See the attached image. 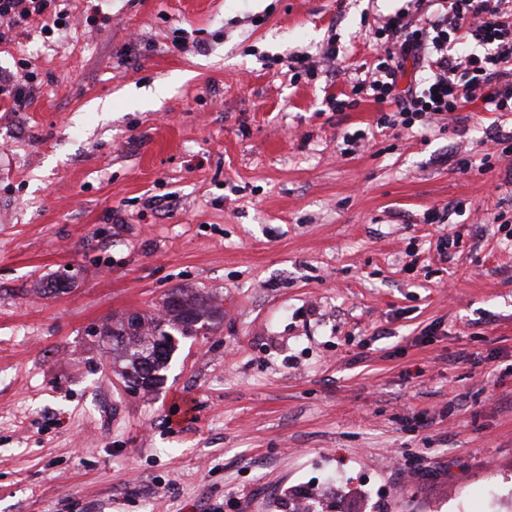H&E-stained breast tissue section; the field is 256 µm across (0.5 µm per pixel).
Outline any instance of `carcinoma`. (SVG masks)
<instances>
[{"label":"carcinoma","instance_id":"obj_1","mask_svg":"<svg viewBox=\"0 0 512 512\" xmlns=\"http://www.w3.org/2000/svg\"><path fill=\"white\" fill-rule=\"evenodd\" d=\"M168 315L166 323L153 317L137 313L135 331H126L124 322L113 324V328L100 333L104 341L123 340V375L126 381L149 388L164 380L163 372L176 350L172 337L192 336L202 329L212 327V318L218 308L212 298L191 288H179L168 294L163 302Z\"/></svg>","mask_w":512,"mask_h":512}]
</instances>
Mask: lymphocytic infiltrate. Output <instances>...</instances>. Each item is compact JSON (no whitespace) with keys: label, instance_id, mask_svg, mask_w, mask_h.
I'll list each match as a JSON object with an SVG mask.
<instances>
[{"label":"lymphocytic infiltrate","instance_id":"1","mask_svg":"<svg viewBox=\"0 0 512 512\" xmlns=\"http://www.w3.org/2000/svg\"><path fill=\"white\" fill-rule=\"evenodd\" d=\"M57 0H0V43L12 41L24 25L49 16L67 29L69 14ZM426 16L398 10L375 35L384 46L372 70L357 80L352 95L393 105L378 126L405 128L440 119L456 122L473 99L486 111L512 112V0H430ZM424 68L418 83L404 84L407 65ZM34 72L0 73V110L16 111L32 96Z\"/></svg>","mask_w":512,"mask_h":512}]
</instances>
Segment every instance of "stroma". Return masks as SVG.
<instances>
[{
  "label": "stroma",
  "mask_w": 512,
  "mask_h": 512,
  "mask_svg": "<svg viewBox=\"0 0 512 512\" xmlns=\"http://www.w3.org/2000/svg\"><path fill=\"white\" fill-rule=\"evenodd\" d=\"M68 3L67 31L0 44L40 80L0 112V512L512 502V242L486 222L512 184L475 167L494 115L330 105L402 0H105L96 27ZM177 288L224 315L131 391L90 330Z\"/></svg>",
  "instance_id": "obj_1"
}]
</instances>
